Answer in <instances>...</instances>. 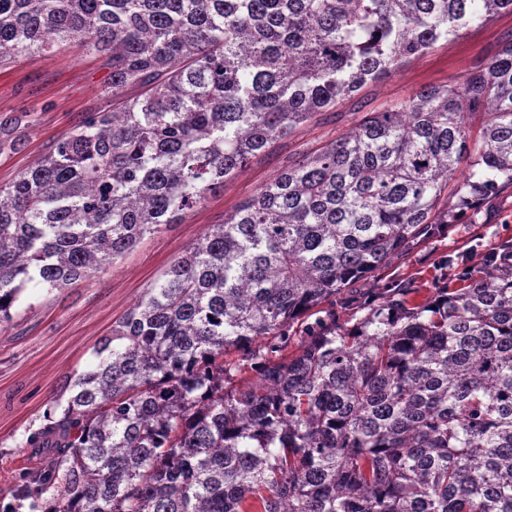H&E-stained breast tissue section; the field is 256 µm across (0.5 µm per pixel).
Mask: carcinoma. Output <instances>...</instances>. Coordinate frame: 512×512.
<instances>
[{
    "label": "carcinoma",
    "instance_id": "1",
    "mask_svg": "<svg viewBox=\"0 0 512 512\" xmlns=\"http://www.w3.org/2000/svg\"><path fill=\"white\" fill-rule=\"evenodd\" d=\"M512 0H0V68L72 39L91 112L0 185V327L179 224L272 144ZM487 115L470 149L468 117ZM512 186V41L461 83L368 112L241 200L146 289L29 436L47 512H512V240L433 305H325ZM297 351L285 354L294 326ZM248 371L254 377L245 380Z\"/></svg>",
    "mask_w": 512,
    "mask_h": 512
}]
</instances>
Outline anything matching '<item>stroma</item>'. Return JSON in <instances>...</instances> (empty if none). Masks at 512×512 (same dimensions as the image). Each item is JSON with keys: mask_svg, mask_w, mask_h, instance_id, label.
<instances>
[{"mask_svg": "<svg viewBox=\"0 0 512 512\" xmlns=\"http://www.w3.org/2000/svg\"><path fill=\"white\" fill-rule=\"evenodd\" d=\"M510 40L512 14H499L459 38L439 42L318 115L294 136L274 142L181 223L146 235L115 266L60 291L28 283L10 323L0 330V512H31L32 501L18 494L14 478L30 453L27 437L46 425L56 406L66 404L70 384L95 364L99 340L111 334L189 244L210 225L223 223L225 215L274 180L289 160L350 132L362 113L390 108L421 87L460 79ZM109 74L104 56L86 51L75 40L0 69V118L23 120L21 146L0 152V184L29 168L88 113L111 109ZM463 211L448 236L415 249L378 277L360 281V293L406 279L409 304L428 305L435 298L432 282L445 255L483 252L512 239L511 186L496 198L466 203Z\"/></svg>", "mask_w": 512, "mask_h": 512, "instance_id": "35a3bbf8", "label": "stroma"}]
</instances>
